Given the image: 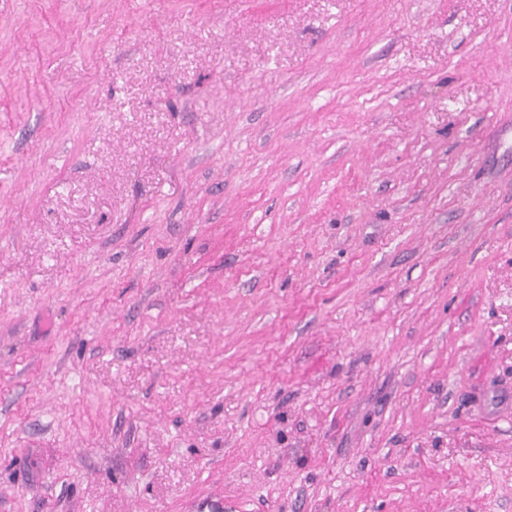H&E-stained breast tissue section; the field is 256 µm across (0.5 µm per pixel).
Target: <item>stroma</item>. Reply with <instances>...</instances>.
<instances>
[{
  "label": "stroma",
  "instance_id": "1",
  "mask_svg": "<svg viewBox=\"0 0 512 512\" xmlns=\"http://www.w3.org/2000/svg\"><path fill=\"white\" fill-rule=\"evenodd\" d=\"M512 512V0H0V512Z\"/></svg>",
  "mask_w": 512,
  "mask_h": 512
}]
</instances>
